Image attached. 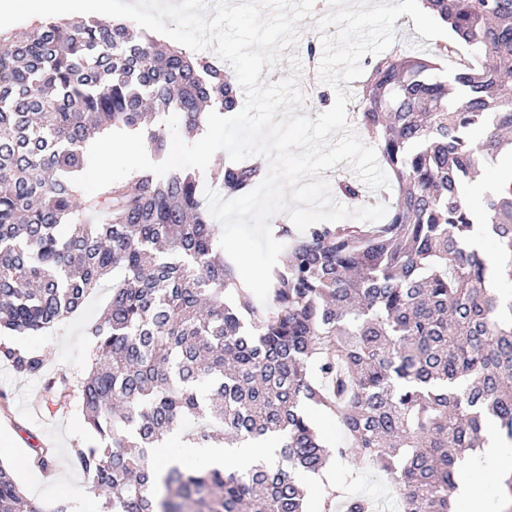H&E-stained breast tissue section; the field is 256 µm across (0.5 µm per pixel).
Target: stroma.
I'll list each match as a JSON object with an SVG mask.
<instances>
[{"instance_id": "35a3bbf8", "label": "stroma", "mask_w": 512, "mask_h": 512, "mask_svg": "<svg viewBox=\"0 0 512 512\" xmlns=\"http://www.w3.org/2000/svg\"><path fill=\"white\" fill-rule=\"evenodd\" d=\"M330 9L329 0H315L311 17L297 27L294 51L303 56L301 88L305 95L302 110L317 116L334 102L333 90L320 82L318 60L304 56L308 39L316 37V17ZM112 282L91 292L82 307L43 336L35 339L19 338L21 348L41 350L45 358L43 376L29 378L18 375L9 364L0 362V428L13 430L19 442L16 446L0 443V462L12 467L26 497L54 501H80L85 512H97L100 502L88 492L90 479L72 463V448L86 435L82 414L77 406L50 413L42 406V385L45 379L65 371L82 372L89 361L92 338L88 327L105 311L111 295ZM40 446L51 449L56 457L54 473H46L34 460L32 449Z\"/></svg>"}]
</instances>
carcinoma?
Listing matches in <instances>:
<instances>
[{"mask_svg":"<svg viewBox=\"0 0 512 512\" xmlns=\"http://www.w3.org/2000/svg\"><path fill=\"white\" fill-rule=\"evenodd\" d=\"M423 3L451 41L429 57L378 59L358 93L357 117L398 184L389 221L281 225L289 258L273 269L269 307L218 257L195 173L141 171L91 197L73 182L96 135L139 132L169 112L194 134L207 108L237 107L236 78L126 22L0 37V334L40 335L120 274L90 328V369L44 386L52 405L71 397L80 408L87 437L73 464L107 512H310L299 475L349 448L359 469L387 475L402 512H454L458 465L483 428L512 444V299L487 280L496 269L512 284V183L486 195L478 217L462 192L512 150V0ZM457 45L480 64L447 77L434 59ZM146 142L167 157L162 130ZM264 177L259 165L227 166L218 180L234 197ZM94 208L110 221L83 223ZM478 218L491 251L471 246ZM1 361L23 377L43 372V354L2 341ZM311 408L346 442L322 441ZM188 422L194 448L272 440L277 460L245 472L162 466L159 448ZM0 512L69 505L25 499L0 463ZM316 512L373 505L342 487Z\"/></svg>","mask_w":512,"mask_h":512,"instance_id":"1","label":"carcinoma"}]
</instances>
